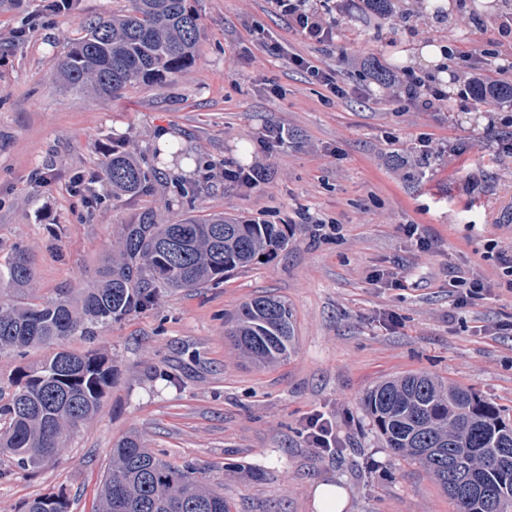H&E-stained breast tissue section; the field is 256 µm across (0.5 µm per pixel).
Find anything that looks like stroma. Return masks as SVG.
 <instances>
[{"label": "stroma", "mask_w": 512, "mask_h": 512, "mask_svg": "<svg viewBox=\"0 0 512 512\" xmlns=\"http://www.w3.org/2000/svg\"><path fill=\"white\" fill-rule=\"evenodd\" d=\"M190 3L201 31L193 65L100 98L65 89L57 63L86 22L130 0H78L69 14L48 0H0V264L27 246L35 297L85 287L118 225L151 206L171 223L224 214L288 238L221 284L162 294L102 328L116 384L39 471L0 455V512L60 489L71 512H94L112 448L131 434L196 464L230 512H316L322 482L346 489L345 512H454L418 465L386 448L363 400L382 380L424 372L512 418V292L495 251L512 243V158L495 157L506 129L488 124L502 108L415 112L365 96L370 81L349 60L376 57L445 83L440 48L469 49L470 27L454 14L437 21L424 2L406 26H366L352 11L329 52L263 0ZM292 50L335 70L345 96L289 67ZM165 133L182 161L156 163ZM423 135L436 147L424 168ZM107 144L155 165L150 194L113 198L97 177ZM258 161L268 166L260 188L225 180V168ZM459 276L482 280L481 297L458 304ZM262 295L287 301L294 319L290 353L271 366L240 357L227 337L228 320ZM316 412L335 423L339 453L309 447L303 425Z\"/></svg>", "instance_id": "35a3bbf8"}]
</instances>
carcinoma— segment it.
Listing matches in <instances>:
<instances>
[{
	"label": "carcinoma",
	"mask_w": 512,
	"mask_h": 512,
	"mask_svg": "<svg viewBox=\"0 0 512 512\" xmlns=\"http://www.w3.org/2000/svg\"><path fill=\"white\" fill-rule=\"evenodd\" d=\"M131 11L99 17L59 62L70 90L112 96L128 85L165 83L195 60L197 14L188 0H132ZM408 0H367L366 21H404ZM477 105L512 102V80L493 91L473 89ZM100 178L118 198L152 187V173L129 150L102 149ZM276 224L235 217L169 224L146 208L118 225L116 249L87 287L48 299L25 295L35 271L30 251L14 249L0 266V352L23 357L34 348L52 353L15 371L0 392V455L34 471L65 447L74 430L96 415L117 368L105 349L64 348L69 337L148 308L164 292L224 282L283 248ZM228 335L248 358L272 365L288 357L294 335L288 304L271 296L244 303ZM365 408L394 453L418 463L455 505V512H512V422L472 391L429 374L379 383ZM98 512H229L224 493L202 481L194 465H176L129 435L112 449V466L99 491ZM22 512H70L59 491L24 502Z\"/></svg>",
	"instance_id": "cac0c4a2"
}]
</instances>
